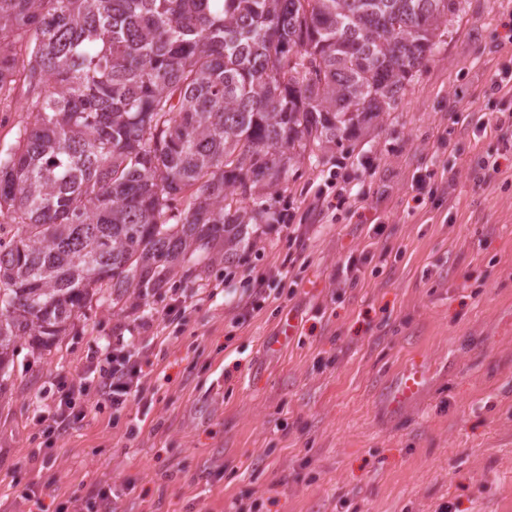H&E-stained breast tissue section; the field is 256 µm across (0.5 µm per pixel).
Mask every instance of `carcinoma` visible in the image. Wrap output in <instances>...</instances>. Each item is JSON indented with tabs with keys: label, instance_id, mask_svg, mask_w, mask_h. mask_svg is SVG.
Returning <instances> with one entry per match:
<instances>
[{
	"label": "carcinoma",
	"instance_id": "carcinoma-1",
	"mask_svg": "<svg viewBox=\"0 0 512 512\" xmlns=\"http://www.w3.org/2000/svg\"><path fill=\"white\" fill-rule=\"evenodd\" d=\"M456 0H0V93L30 46V127L0 158V380L107 286L144 300L269 215L312 143L393 108ZM191 202L175 214L188 187ZM240 196V205L225 203Z\"/></svg>",
	"mask_w": 512,
	"mask_h": 512
}]
</instances>
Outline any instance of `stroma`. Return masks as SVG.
Here are the masks:
<instances>
[{"label":"stroma","mask_w":512,"mask_h":512,"mask_svg":"<svg viewBox=\"0 0 512 512\" xmlns=\"http://www.w3.org/2000/svg\"><path fill=\"white\" fill-rule=\"evenodd\" d=\"M510 25L512 0H459L389 112L256 190L291 228L260 224L233 262L141 305L92 302L49 347L19 340L0 389V512H73L100 485L116 512H512V130L474 124L512 110V90H491ZM16 53L0 157L30 122ZM494 159L500 175L477 184ZM427 170L437 193L418 203ZM332 175L355 190L335 210L318 198ZM352 256L358 280L337 289ZM279 272L285 293L250 310L243 277ZM128 346L143 391L116 407L95 365ZM417 366L420 391L393 407ZM78 372L86 416L60 438L43 416Z\"/></svg>","instance_id":"1"}]
</instances>
